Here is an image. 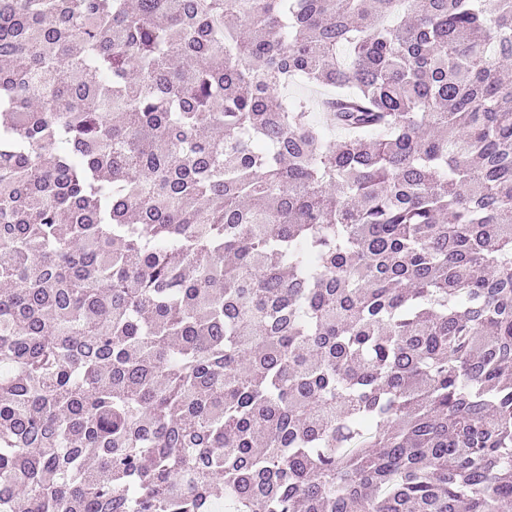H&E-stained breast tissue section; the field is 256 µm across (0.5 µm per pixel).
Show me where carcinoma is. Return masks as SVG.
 <instances>
[{"label": "carcinoma", "instance_id": "1", "mask_svg": "<svg viewBox=\"0 0 512 512\" xmlns=\"http://www.w3.org/2000/svg\"><path fill=\"white\" fill-rule=\"evenodd\" d=\"M508 60L512 0H0V512H512Z\"/></svg>", "mask_w": 512, "mask_h": 512}]
</instances>
